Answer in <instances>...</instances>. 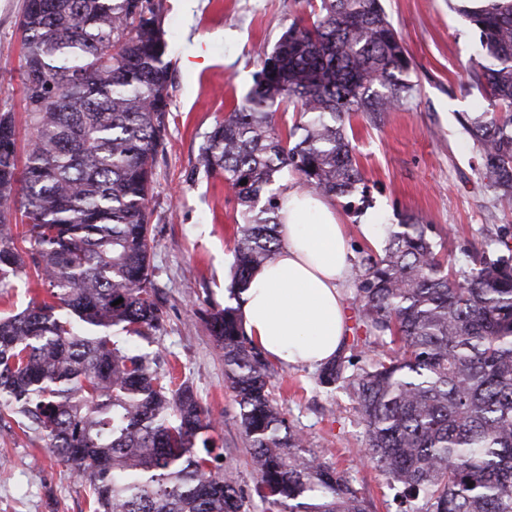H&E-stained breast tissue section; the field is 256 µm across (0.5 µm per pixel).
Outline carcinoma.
I'll list each match as a JSON object with an SVG mask.
<instances>
[{"label":"carcinoma","mask_w":512,"mask_h":512,"mask_svg":"<svg viewBox=\"0 0 512 512\" xmlns=\"http://www.w3.org/2000/svg\"><path fill=\"white\" fill-rule=\"evenodd\" d=\"M297 2L198 156L243 209L233 296L279 250L285 189L274 184L291 175L310 195L366 203L347 126L414 91L381 0ZM455 10L478 34L467 84L489 102L458 121L489 187L512 199V0ZM20 28L29 135L20 144L15 113L0 112V287L32 272L48 298L0 317V433L19 429L73 464L94 512H248L233 469L210 460L209 412L148 350L164 322L149 228L170 105L162 2L24 0ZM283 104L299 115L286 131ZM431 233L407 214L383 253L361 259L354 300L366 336L351 349L368 354L336 356L318 382L349 388L396 512H512V232L461 273ZM207 327L265 512H374L288 422L237 309L213 311Z\"/></svg>","instance_id":"cac0c4a2"}]
</instances>
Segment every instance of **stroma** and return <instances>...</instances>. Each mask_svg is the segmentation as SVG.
Masks as SVG:
<instances>
[{
    "mask_svg": "<svg viewBox=\"0 0 512 512\" xmlns=\"http://www.w3.org/2000/svg\"><path fill=\"white\" fill-rule=\"evenodd\" d=\"M23 0H0V109L22 113L19 21ZM412 58L413 100L374 120L354 117L349 137L371 208L356 215L334 200L354 259L382 253L402 214L416 213L449 230L442 252L467 267L476 248L512 228V202L497 199L456 116L487 110L466 85L478 36L451 0H382ZM164 0L163 26L172 62L170 113L156 158L150 198L156 298L166 313L155 346L176 381L188 382L208 409L223 465L232 466L250 512H263L248 464L238 406L224 383V354L207 328L214 310L231 305L237 204L222 176L196 168L207 133L252 88L258 45H273L296 11L292 0ZM374 237L366 239L365 225ZM46 296L36 278L0 288V313ZM274 393L289 422L324 460L346 472L375 505L392 493L367 456L364 427L347 388L318 386L308 368L275 366ZM89 486L44 442L0 438V512H91Z\"/></svg>",
    "mask_w": 512,
    "mask_h": 512,
    "instance_id": "35a3bbf8",
    "label": "stroma"
}]
</instances>
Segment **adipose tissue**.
<instances>
[{
  "label": "adipose tissue",
  "instance_id": "adipose-tissue-1",
  "mask_svg": "<svg viewBox=\"0 0 512 512\" xmlns=\"http://www.w3.org/2000/svg\"><path fill=\"white\" fill-rule=\"evenodd\" d=\"M281 215L280 249L253 274L239 314L269 361L320 367L335 358L346 333L349 240L327 198L288 190Z\"/></svg>",
  "mask_w": 512,
  "mask_h": 512
}]
</instances>
